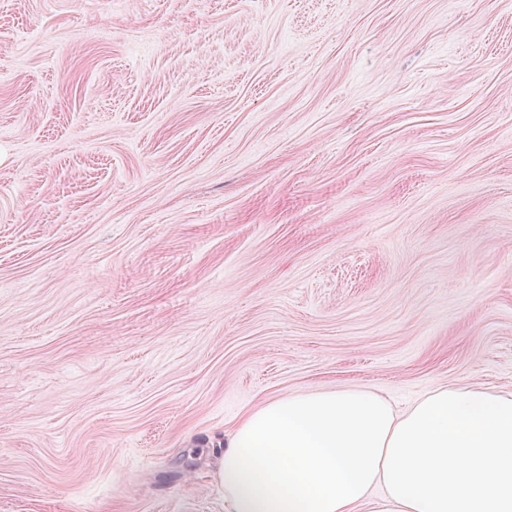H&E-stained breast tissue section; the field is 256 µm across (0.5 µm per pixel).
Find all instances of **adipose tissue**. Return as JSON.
Segmentation results:
<instances>
[{"instance_id": "1", "label": "adipose tissue", "mask_w": 512, "mask_h": 512, "mask_svg": "<svg viewBox=\"0 0 512 512\" xmlns=\"http://www.w3.org/2000/svg\"><path fill=\"white\" fill-rule=\"evenodd\" d=\"M216 481L224 512H512V392L274 398L225 434Z\"/></svg>"}]
</instances>
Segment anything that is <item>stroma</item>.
<instances>
[{"label": "stroma", "mask_w": 512, "mask_h": 512, "mask_svg": "<svg viewBox=\"0 0 512 512\" xmlns=\"http://www.w3.org/2000/svg\"><path fill=\"white\" fill-rule=\"evenodd\" d=\"M512 391V0H0V512H224L309 388Z\"/></svg>", "instance_id": "1"}]
</instances>
